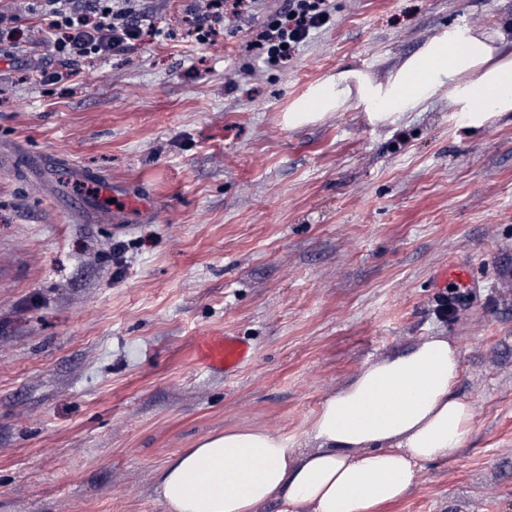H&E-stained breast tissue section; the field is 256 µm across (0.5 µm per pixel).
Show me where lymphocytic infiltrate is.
<instances>
[{"label":"lymphocytic infiltrate","instance_id":"obj_1","mask_svg":"<svg viewBox=\"0 0 512 512\" xmlns=\"http://www.w3.org/2000/svg\"><path fill=\"white\" fill-rule=\"evenodd\" d=\"M21 10L0 9V43L50 47L53 61L34 69L38 83L52 85L64 72L81 74L83 66L109 60L141 41L149 30L146 0H22ZM260 0H187L183 21L195 41H214L224 30L254 18ZM39 13L46 24L19 28L21 12ZM329 0H281L264 23L260 47L267 62L288 63L315 32L330 20Z\"/></svg>","mask_w":512,"mask_h":512}]
</instances>
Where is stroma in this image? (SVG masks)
<instances>
[{
    "label": "stroma",
    "instance_id": "1",
    "mask_svg": "<svg viewBox=\"0 0 512 512\" xmlns=\"http://www.w3.org/2000/svg\"><path fill=\"white\" fill-rule=\"evenodd\" d=\"M183 5L151 0L160 35L90 82L39 85L0 45V512H167L172 456L232 428L311 449L323 399L424 336L459 348L473 420L385 512H512V115L470 126L441 93L288 122L328 77L386 81L512 0H332L285 66L256 46L278 0L206 45ZM111 185L155 218L113 213ZM451 261L476 281L442 318ZM203 335L251 361L205 366Z\"/></svg>",
    "mask_w": 512,
    "mask_h": 512
}]
</instances>
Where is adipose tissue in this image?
I'll return each instance as SVG.
<instances>
[{
    "label": "adipose tissue",
    "mask_w": 512,
    "mask_h": 512,
    "mask_svg": "<svg viewBox=\"0 0 512 512\" xmlns=\"http://www.w3.org/2000/svg\"><path fill=\"white\" fill-rule=\"evenodd\" d=\"M442 91L471 123L512 112V16L490 36L448 29L383 83L339 72L295 101L289 118L298 124L351 101L378 114L412 112ZM462 371L447 337L420 338L322 401L310 424L313 450L264 429L207 436L160 470L161 499L168 512H379L409 491L419 466L460 448L473 419L455 392Z\"/></svg>",
    "instance_id": "obj_1"
}]
</instances>
